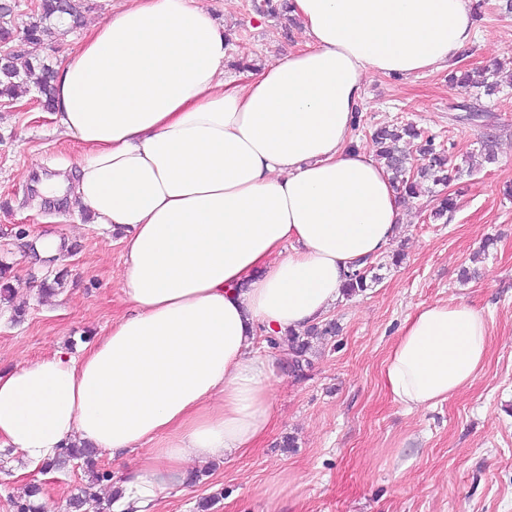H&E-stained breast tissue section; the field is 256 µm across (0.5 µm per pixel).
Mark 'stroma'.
Instances as JSON below:
<instances>
[{"label":"stroma","instance_id":"1","mask_svg":"<svg viewBox=\"0 0 512 512\" xmlns=\"http://www.w3.org/2000/svg\"><path fill=\"white\" fill-rule=\"evenodd\" d=\"M113 0H90L79 24L38 47L59 65L89 23L103 20ZM502 0H485L479 43L461 67L501 64L512 71V15ZM212 13L232 38L229 71L287 58L302 46L300 19L266 0H213ZM352 137L371 140L379 125L413 123L444 144L460 172L450 183L458 205L447 222H431L429 195L405 209L403 227L374 259L377 282L340 299L329 314L337 336L315 343L303 376L287 350L258 334L253 355L268 361L276 418L266 439L234 458L198 465L196 482L168 489L153 512H196L212 497V512H512V85L493 98L459 87L448 70L404 78L372 75ZM492 138L498 161L484 163L480 146ZM79 153L62 136L37 94L0 99V264L9 266L10 301H0V370L64 351L78 356L86 338L105 335L128 306L121 292L122 235L93 223L81 208L40 198L36 185ZM62 241L59 256H41L36 241ZM404 259L392 265L393 252ZM470 280H461L462 270ZM62 276L56 292L37 285ZM466 302L488 323L485 364L470 386L448 401L407 411L384 386L383 367L403 321L419 307ZM25 314L14 318L12 308ZM294 447H284L286 437ZM288 488L271 496L284 475ZM89 480L68 465L42 472L0 452V512L27 484L41 482L39 512H65Z\"/></svg>","mask_w":512,"mask_h":512}]
</instances>
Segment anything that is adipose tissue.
Listing matches in <instances>:
<instances>
[{
	"instance_id": "ef3b65f1",
	"label": "adipose tissue",
	"mask_w": 512,
	"mask_h": 512,
	"mask_svg": "<svg viewBox=\"0 0 512 512\" xmlns=\"http://www.w3.org/2000/svg\"><path fill=\"white\" fill-rule=\"evenodd\" d=\"M302 50L239 78L201 0H124L57 68L53 117L81 151L48 197L122 230L130 310L81 357L0 371V447L31 463L84 444L139 451L112 512H148L191 464L254 448L273 422L259 331L321 321L360 261L383 254L403 205L350 137L370 74L456 62L471 0H291ZM488 353L466 303L409 315L383 378L407 411L469 386Z\"/></svg>"
}]
</instances>
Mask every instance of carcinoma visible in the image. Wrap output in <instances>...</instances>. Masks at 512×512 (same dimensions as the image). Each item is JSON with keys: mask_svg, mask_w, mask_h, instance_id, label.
<instances>
[{"mask_svg": "<svg viewBox=\"0 0 512 512\" xmlns=\"http://www.w3.org/2000/svg\"><path fill=\"white\" fill-rule=\"evenodd\" d=\"M87 8L86 0H41L38 12L31 16L21 31L22 40L28 44H41L45 41L58 40L66 30L57 24L60 18L68 16L79 19ZM13 11L0 7V43L13 41L16 33L12 25ZM56 78L54 67L45 60L21 52H14L9 60L0 64V99L19 100L31 90L40 94L43 107L53 108ZM462 87L483 90L490 97L499 92L502 77L499 70L489 68L466 69L453 76ZM372 140L378 147L379 159L385 161L392 180L398 184L402 196L416 198L423 192H432V187L448 185L451 180L448 164L450 156L443 148L435 146L434 138H421L413 126L382 125L372 131ZM456 208V198L450 194L436 195L429 218L442 220ZM376 280L370 276V269L363 267L349 275L345 285V295L352 296L365 291L369 281ZM339 327L333 321L321 325H312L303 333L293 330L269 339L273 347H285L293 356L296 372H303L309 364L307 355L311 350V340L325 336H334ZM75 460H80L97 481L108 480L111 475L96 470L93 450L89 447L70 446L60 449L51 460L42 463L46 471L63 469ZM42 494V486L31 483L24 498L13 502L15 512H38L37 500ZM72 512H100L97 496L87 487L69 502Z\"/></svg>", "mask_w": 512, "mask_h": 512, "instance_id": "obj_1", "label": "carcinoma"}]
</instances>
